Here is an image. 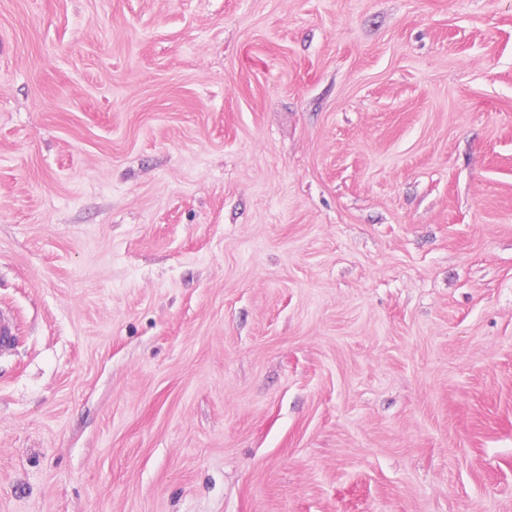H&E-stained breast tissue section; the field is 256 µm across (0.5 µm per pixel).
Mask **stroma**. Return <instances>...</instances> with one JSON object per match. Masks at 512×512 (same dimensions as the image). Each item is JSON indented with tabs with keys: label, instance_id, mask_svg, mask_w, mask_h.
<instances>
[{
	"label": "stroma",
	"instance_id": "obj_1",
	"mask_svg": "<svg viewBox=\"0 0 512 512\" xmlns=\"http://www.w3.org/2000/svg\"><path fill=\"white\" fill-rule=\"evenodd\" d=\"M0 512H512V0H0Z\"/></svg>",
	"mask_w": 512,
	"mask_h": 512
}]
</instances>
